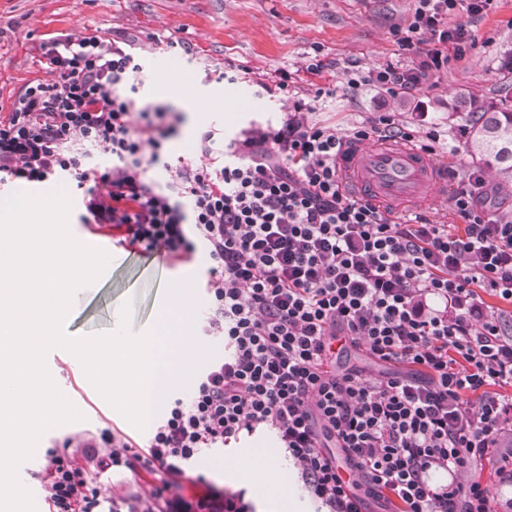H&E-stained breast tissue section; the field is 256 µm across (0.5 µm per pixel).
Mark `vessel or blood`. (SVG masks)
Wrapping results in <instances>:
<instances>
[{
  "mask_svg": "<svg viewBox=\"0 0 512 512\" xmlns=\"http://www.w3.org/2000/svg\"><path fill=\"white\" fill-rule=\"evenodd\" d=\"M336 165L352 191L383 207L400 211L448 193L447 163L410 145L355 143L344 147Z\"/></svg>",
  "mask_w": 512,
  "mask_h": 512,
  "instance_id": "1",
  "label": "vessel or blood"
}]
</instances>
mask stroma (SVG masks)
<instances>
[{"instance_id": "obj_1", "label": "stroma", "mask_w": 512, "mask_h": 512, "mask_svg": "<svg viewBox=\"0 0 512 512\" xmlns=\"http://www.w3.org/2000/svg\"><path fill=\"white\" fill-rule=\"evenodd\" d=\"M416 6V0H0V109H9L27 83L46 80L38 62L43 42L60 35L98 34L143 47L152 78L142 103L165 108L168 121L176 125L177 135L166 144L172 155L195 157L199 131L215 129L230 135L251 121L277 118L288 107L285 96L264 92L260 110L237 111L231 83L219 79L216 72L230 60L247 66L258 78L283 68L295 72L299 97L316 103L309 120L341 133L380 109L394 112L400 123L436 128L449 146L443 158L460 177L473 166L466 140L459 135L463 97L493 100L501 87L512 86V71L500 67L502 57L512 56V0H493L486 12L475 17L450 13L449 25L465 24L473 45L463 59H449L438 79L411 95L391 97L364 86L353 94L340 88L335 97L318 101L315 90L324 86V79L300 70L306 53L316 46L339 66L352 64L363 71L389 62H409L395 33L406 30ZM171 76L179 81L177 93L156 98V84ZM187 95L198 100L223 97L225 108L191 111L184 105ZM71 197V232L80 241L107 251L111 260L96 288L74 303L65 325L70 335L112 329L127 301L132 304V331L153 329L172 280L186 276L195 290L204 289L202 255L160 264L129 252L116 238L92 232L83 224L81 194L75 190ZM47 367L85 419L49 430L34 457L22 466L20 477L34 495L37 512L50 510L43 488V465L50 450L63 449L67 441L77 442L105 428L137 441L143 437L98 394L75 356L51 350ZM259 451L277 457L278 462L272 473H252L245 485L248 499L261 500L272 485L283 482L288 486L284 512H313L315 505L297 482L291 462L280 459L274 439L266 433H254L223 451L202 456L194 470L234 490L238 484L225 476L224 460Z\"/></svg>"}]
</instances>
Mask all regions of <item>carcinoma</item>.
<instances>
[{
    "label": "carcinoma",
    "mask_w": 512,
    "mask_h": 512,
    "mask_svg": "<svg viewBox=\"0 0 512 512\" xmlns=\"http://www.w3.org/2000/svg\"><path fill=\"white\" fill-rule=\"evenodd\" d=\"M503 93L495 102L466 98L463 121L468 151L477 164L512 184V90L505 87Z\"/></svg>",
    "instance_id": "cac0c4a2"
}]
</instances>
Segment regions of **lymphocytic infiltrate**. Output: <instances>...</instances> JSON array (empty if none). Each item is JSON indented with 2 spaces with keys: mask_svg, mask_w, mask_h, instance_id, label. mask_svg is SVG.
Wrapping results in <instances>:
<instances>
[{
  "mask_svg": "<svg viewBox=\"0 0 512 512\" xmlns=\"http://www.w3.org/2000/svg\"><path fill=\"white\" fill-rule=\"evenodd\" d=\"M490 0H418L400 44L407 64L360 72L314 55L305 70L341 72L348 89L395 97L463 57L470 34L450 11L482 14ZM51 81L30 83L0 115V175L71 178L83 221L143 256L190 257L208 269L204 335L224 353L190 400L174 399L145 445L105 431L80 465L49 451L53 512H98L94 475L149 484L112 499V512H254L244 491L206 486L172 494L196 459L259 430L271 432L316 512H495L478 478L492 451L512 479V321L486 306L512 303V220L487 206L483 170L450 200L460 221H403L352 192L336 169L344 140L370 138L437 154L441 136L375 115L342 136L295 100L274 124L232 138L203 131L199 160H165L177 128L138 108L150 73L131 44L99 36L41 45ZM164 165L167 182L151 170ZM354 348L363 364L341 365Z\"/></svg>",
  "mask_w": 512,
  "mask_h": 512,
  "instance_id": "1",
  "label": "lymphocytic infiltrate"
}]
</instances>
